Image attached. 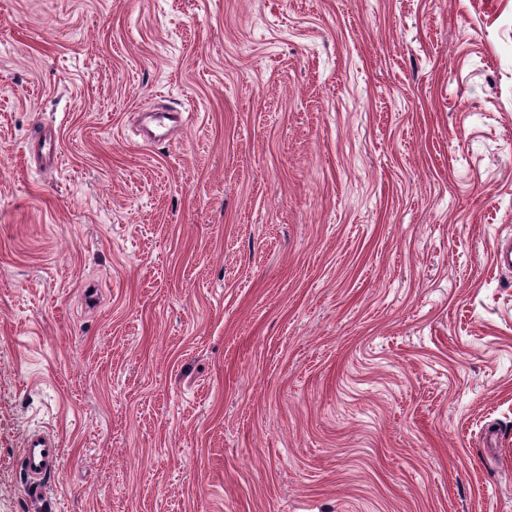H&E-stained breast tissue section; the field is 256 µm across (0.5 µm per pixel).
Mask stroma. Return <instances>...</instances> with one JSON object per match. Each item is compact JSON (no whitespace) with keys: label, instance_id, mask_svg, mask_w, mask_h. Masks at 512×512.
<instances>
[{"label":"stroma","instance_id":"stroma-1","mask_svg":"<svg viewBox=\"0 0 512 512\" xmlns=\"http://www.w3.org/2000/svg\"><path fill=\"white\" fill-rule=\"evenodd\" d=\"M510 237L512 0H0V512H512ZM60 445L53 433L36 430L29 433L22 448V465L29 490L37 493L44 487L46 476L55 468Z\"/></svg>","mask_w":512,"mask_h":512}]
</instances>
